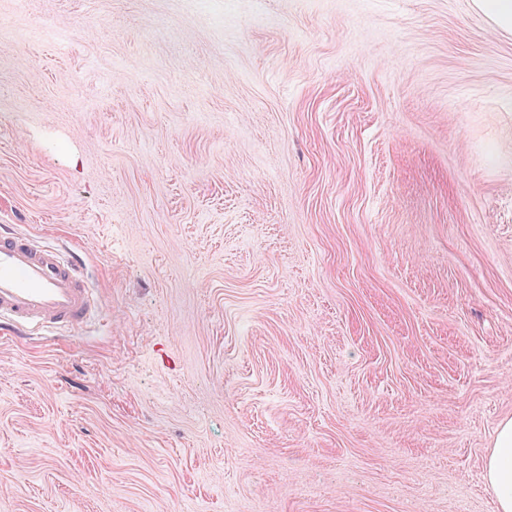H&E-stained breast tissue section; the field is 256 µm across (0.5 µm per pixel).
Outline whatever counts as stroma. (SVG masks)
<instances>
[{"mask_svg":"<svg viewBox=\"0 0 512 512\" xmlns=\"http://www.w3.org/2000/svg\"><path fill=\"white\" fill-rule=\"evenodd\" d=\"M0 225L98 322L0 336V512H496L512 34L472 0H0Z\"/></svg>","mask_w":512,"mask_h":512,"instance_id":"stroma-1","label":"stroma"}]
</instances>
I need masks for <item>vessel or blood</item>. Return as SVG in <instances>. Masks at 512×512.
Segmentation results:
<instances>
[{
    "label": "vessel or blood",
    "mask_w": 512,
    "mask_h": 512,
    "mask_svg": "<svg viewBox=\"0 0 512 512\" xmlns=\"http://www.w3.org/2000/svg\"><path fill=\"white\" fill-rule=\"evenodd\" d=\"M82 260L64 256L34 235L0 231V329L76 331L99 309L98 295L81 271Z\"/></svg>",
    "instance_id": "vessel-or-blood-1"
}]
</instances>
